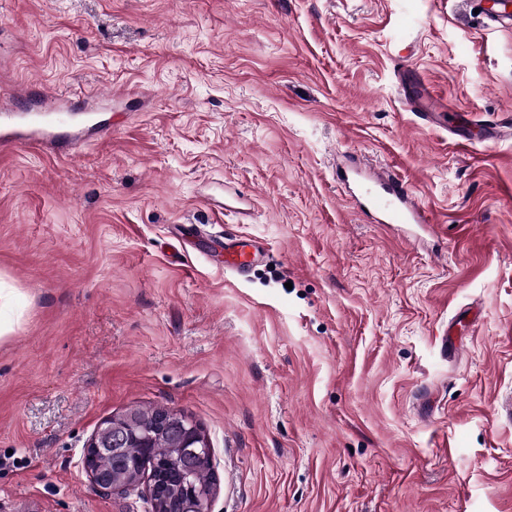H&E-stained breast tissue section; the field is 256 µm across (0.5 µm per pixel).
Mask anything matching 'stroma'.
Instances as JSON below:
<instances>
[{"instance_id": "stroma-1", "label": "stroma", "mask_w": 512, "mask_h": 512, "mask_svg": "<svg viewBox=\"0 0 512 512\" xmlns=\"http://www.w3.org/2000/svg\"><path fill=\"white\" fill-rule=\"evenodd\" d=\"M477 6L0 0V106L79 103L57 148L0 147V512H151L81 463L141 407L201 428L212 512H512V141L481 139L512 27ZM352 153L437 235L360 213ZM226 232L265 245L248 276L201 256ZM35 87V85H26L14 91L11 94L14 105L9 110H1L0 112H75L74 102L66 105L58 102L53 95L38 96ZM35 100L40 101V106L37 110L31 108L32 102Z\"/></svg>"}]
</instances>
